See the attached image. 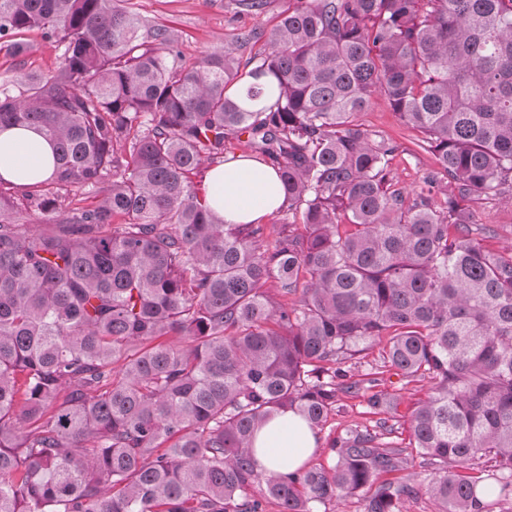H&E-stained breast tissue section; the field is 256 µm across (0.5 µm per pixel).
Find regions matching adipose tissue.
<instances>
[{
	"instance_id": "ef3b65f1",
	"label": "adipose tissue",
	"mask_w": 512,
	"mask_h": 512,
	"mask_svg": "<svg viewBox=\"0 0 512 512\" xmlns=\"http://www.w3.org/2000/svg\"><path fill=\"white\" fill-rule=\"evenodd\" d=\"M53 170L54 150L41 134L30 128L0 130V177L29 184L49 178ZM205 199L224 223L258 224L281 205L283 196L274 167L238 158L210 168ZM316 451L315 434L290 410L255 434L254 458L271 474L297 469Z\"/></svg>"
}]
</instances>
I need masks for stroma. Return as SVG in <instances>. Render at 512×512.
Masks as SVG:
<instances>
[{"label": "stroma", "instance_id": "1", "mask_svg": "<svg viewBox=\"0 0 512 512\" xmlns=\"http://www.w3.org/2000/svg\"><path fill=\"white\" fill-rule=\"evenodd\" d=\"M133 11L150 23L168 27L178 37L179 48L186 62L193 63L211 52L233 42L244 30L269 31L277 23V15L288 5V0H271L268 13L254 17L237 13L231 0H129ZM28 51L21 56L0 49V78L19 73L32 76L46 75L56 70L61 48L55 39L34 29L24 35ZM359 124L371 141L393 142L397 150L391 156L388 170L396 188L406 197H413L421 188L431 187L432 202L437 210H444L446 197L442 184L437 183L439 169L432 152L421 142L420 133L405 124L383 98H375L370 106L358 113ZM473 223L487 227L483 246L493 252L512 250V200L498 198L469 201ZM380 390L399 395L400 405L393 420L394 431L388 440L393 445L408 447L411 439L409 417L415 404L430 393L429 381L405 383L395 371L387 370L379 376ZM378 414L368 407L363 394L341 395L335 412L327 419L318 434V453L315 464L329 467L336 457L329 447L332 438L345 435L351 428L373 427Z\"/></svg>", "mask_w": 512, "mask_h": 512}]
</instances>
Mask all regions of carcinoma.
Instances as JSON below:
<instances>
[{"label": "carcinoma", "instance_id": "carcinoma-1", "mask_svg": "<svg viewBox=\"0 0 512 512\" xmlns=\"http://www.w3.org/2000/svg\"><path fill=\"white\" fill-rule=\"evenodd\" d=\"M124 2L0 0V46L39 29L62 47L54 74L0 83V128L55 150L43 181L0 176V512H318L365 488L364 512L422 491L512 512V255L462 207L512 193V0H288L248 70L227 45L186 63ZM377 96L434 153L447 212L393 188L395 147L356 121ZM243 136L304 226L270 249L192 180ZM86 188L97 203L62 207ZM17 199L57 230L13 223ZM382 340L391 368L434 379L410 415L429 482L374 485L409 461L367 428L329 469L258 470L254 434L282 411L320 430L362 390L397 411L351 373Z\"/></svg>", "mask_w": 512, "mask_h": 512}]
</instances>
